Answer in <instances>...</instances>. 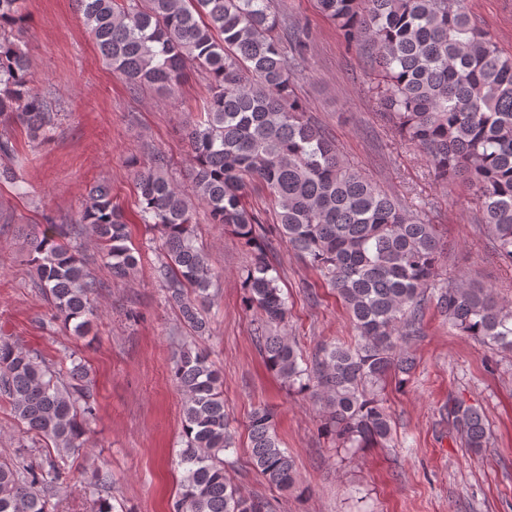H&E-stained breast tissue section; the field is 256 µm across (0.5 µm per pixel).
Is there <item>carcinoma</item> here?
I'll return each mask as SVG.
<instances>
[{"instance_id": "1", "label": "carcinoma", "mask_w": 512, "mask_h": 512, "mask_svg": "<svg viewBox=\"0 0 512 512\" xmlns=\"http://www.w3.org/2000/svg\"><path fill=\"white\" fill-rule=\"evenodd\" d=\"M105 62L129 89L172 92L185 63L211 78L203 112L184 132L189 188L170 177L161 152L131 164L141 223L156 230L165 261L158 278L167 301L191 335L208 334L215 274L193 232L195 206L243 241L253 259L242 275L243 303L261 312L255 338L267 368L290 388L313 390L323 426L336 447L357 451L392 441L379 389L408 376L415 358L403 343L420 333L428 305L455 330L512 352V306L491 288L439 277L436 225L409 210L348 166L336 144L306 118L294 80L309 39L279 34L285 15L275 0H76ZM24 0H0V156L15 152L5 127L19 124L42 143L58 113L32 85L31 64L18 39ZM347 43L369 54L375 101L404 139L422 150L437 178L475 187L487 233L512 264V57L473 23L463 0H317ZM20 196L28 188L0 166V183ZM274 202L273 230L304 257L322 286L347 309L354 342H326L310 363L291 337L288 300L267 259L268 230L243 202L249 183ZM99 246L112 279L131 278L141 262L112 188L95 183L73 224L51 218L27 233L35 287L48 303L45 322L76 336L99 316L100 282L85 264L81 228ZM62 370L40 352L0 339V402L10 406L39 448L0 454V512H52L51 499L71 483L68 458L86 453L95 398L86 367L63 354ZM184 394L181 489L172 512H269L224 475V452L235 431L224 410L223 380L207 356L190 346L172 367ZM448 413L464 447L488 445L484 414L462 399ZM250 458L272 485L295 483L294 460L281 447L275 413L255 409L248 421Z\"/></svg>"}]
</instances>
